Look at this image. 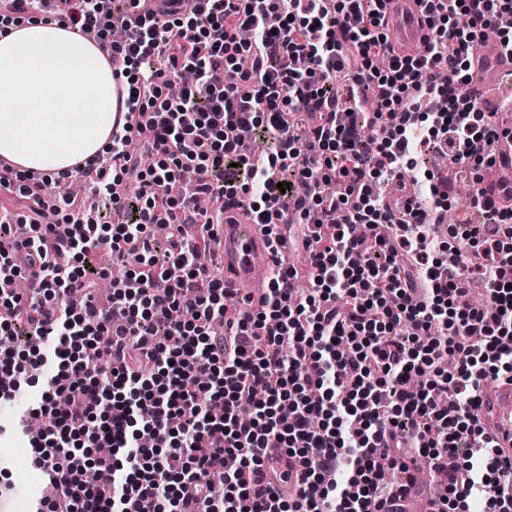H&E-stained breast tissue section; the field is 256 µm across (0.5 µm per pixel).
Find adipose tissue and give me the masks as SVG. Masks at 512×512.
<instances>
[{"instance_id": "obj_1", "label": "adipose tissue", "mask_w": 512, "mask_h": 512, "mask_svg": "<svg viewBox=\"0 0 512 512\" xmlns=\"http://www.w3.org/2000/svg\"><path fill=\"white\" fill-rule=\"evenodd\" d=\"M114 82L111 65L74 28L0 23V157L53 174L100 156Z\"/></svg>"}]
</instances>
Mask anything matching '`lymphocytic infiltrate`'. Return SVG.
Listing matches in <instances>:
<instances>
[{
    "instance_id": "1",
    "label": "lymphocytic infiltrate",
    "mask_w": 512,
    "mask_h": 512,
    "mask_svg": "<svg viewBox=\"0 0 512 512\" xmlns=\"http://www.w3.org/2000/svg\"><path fill=\"white\" fill-rule=\"evenodd\" d=\"M388 2L58 0L56 21L109 43L143 121L113 127L108 161L72 172L36 179L0 158V192L25 203L29 228L13 238L0 211V332L34 338L0 350V373L40 383L35 343L57 342L31 412L33 463L57 494L35 512H407L378 463L406 472L420 457L445 483L440 512H512V430L485 427L480 392L512 385V209L485 189L505 132L471 89L484 31L512 0H424L420 57L390 46ZM243 128L266 137L264 159ZM140 137L152 165L131 151ZM412 154L483 165L469 202L482 224L448 226L479 261L438 242L448 187L427 166L412 177L426 202L388 201ZM75 177L113 224L43 223L31 200ZM203 197L308 258L301 271L276 257L249 317L206 262L221 209L200 210ZM103 249L118 258L108 271L91 260ZM100 279L111 305L93 295ZM272 442L298 462L285 498L244 477Z\"/></svg>"
}]
</instances>
